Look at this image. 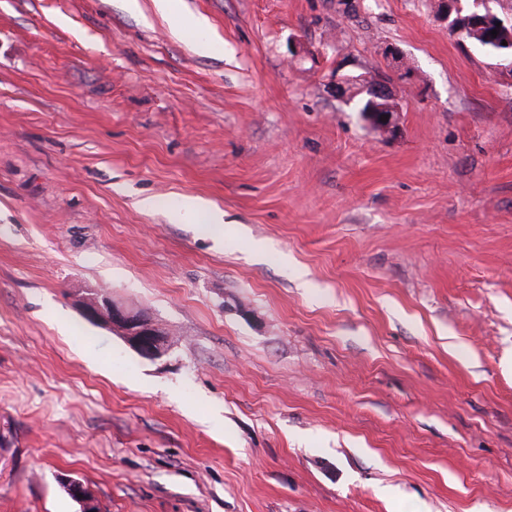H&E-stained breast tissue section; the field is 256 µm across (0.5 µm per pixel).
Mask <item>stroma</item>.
<instances>
[{
  "mask_svg": "<svg viewBox=\"0 0 512 512\" xmlns=\"http://www.w3.org/2000/svg\"><path fill=\"white\" fill-rule=\"evenodd\" d=\"M180 3L0 0V512H512V81L437 0ZM364 94L370 104L366 120L370 127L384 135L396 131V116L401 112V103L386 82L366 75L344 76L336 82V94L352 102L356 94ZM388 115L385 121H381ZM78 302L88 321L116 332L142 358L155 360L168 353L169 332L149 313L119 304L102 290L91 291ZM65 485L73 500L79 503V512H97L95 498L83 481L70 477L65 480ZM78 494H81V497H78Z\"/></svg>",
  "mask_w": 512,
  "mask_h": 512,
  "instance_id": "obj_1",
  "label": "stroma"
}]
</instances>
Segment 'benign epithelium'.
Listing matches in <instances>:
<instances>
[{"label":"benign epithelium","instance_id":"obj_1","mask_svg":"<svg viewBox=\"0 0 512 512\" xmlns=\"http://www.w3.org/2000/svg\"><path fill=\"white\" fill-rule=\"evenodd\" d=\"M479 20L497 28L507 42L496 65L501 76L512 78V16L501 17L488 12ZM365 95L370 104L366 120L370 127L384 135L396 131V116L401 103L386 82L366 75L345 76L336 82V94L352 102L357 94ZM83 316L90 322L116 332L139 356L155 360L165 356L170 349L169 332L149 313L136 311L115 302L105 291L95 290L79 299ZM68 493L79 503V512H97L95 498L81 480H65Z\"/></svg>","mask_w":512,"mask_h":512}]
</instances>
